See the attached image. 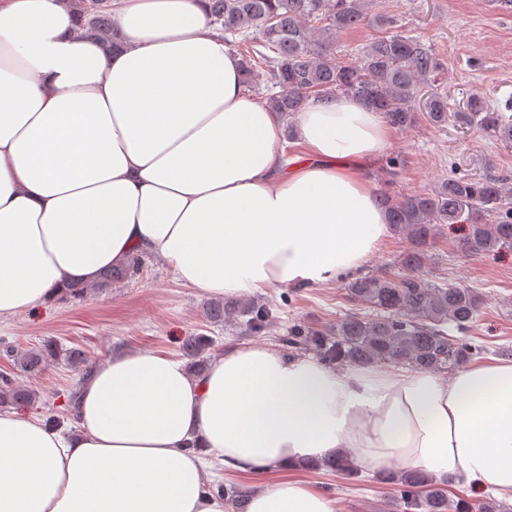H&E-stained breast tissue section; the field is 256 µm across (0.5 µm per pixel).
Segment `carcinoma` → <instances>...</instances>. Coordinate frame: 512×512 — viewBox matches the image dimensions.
Masks as SVG:
<instances>
[{"mask_svg": "<svg viewBox=\"0 0 512 512\" xmlns=\"http://www.w3.org/2000/svg\"><path fill=\"white\" fill-rule=\"evenodd\" d=\"M78 10L79 28L107 36L111 16L103 0H68ZM369 0H210L213 23L224 29L225 43L241 48L243 86L253 89L260 75L278 92L267 104L291 121L311 95L343 94L355 97L380 112L391 127L408 131L415 127L420 93L444 71V63L419 38L403 33L379 37L350 59L336 52V37L370 25L386 24L382 15H370ZM427 120L435 127L452 121L474 128L495 140L512 144V119L491 107L484 96L470 95L467 111L455 112L448 97L433 93L426 100ZM388 224L411 239L399 264L404 274L385 273L356 278L346 287L347 298L373 309L371 314L350 312L336 326L321 331L290 330L288 343L312 347L320 359L337 364H398L446 373L464 365L475 346L462 337L476 322L482 299L465 285L430 284L421 275L427 251L444 224L465 225L457 243L465 257L512 250V186L505 178L480 179L449 175L430 193L376 195ZM143 259L133 256L128 264L106 271L100 283L131 277L141 270ZM250 333L260 332L272 317L265 304L245 303L237 308ZM460 333L455 337L452 332ZM209 339L190 336L182 344L194 365L204 367L202 355ZM60 355L49 343L40 353L30 352L19 361L30 376L42 373ZM36 394L14 379L0 378V404L24 405ZM321 466L347 480L358 478L359 469L343 454L321 459ZM377 482L399 494L401 512H499L494 500L452 503L447 482L421 469H383ZM225 503L246 512L248 492L236 486H217Z\"/></svg>", "mask_w": 512, "mask_h": 512, "instance_id": "obj_1", "label": "carcinoma"}]
</instances>
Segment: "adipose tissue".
Listing matches in <instances>:
<instances>
[{"mask_svg":"<svg viewBox=\"0 0 512 512\" xmlns=\"http://www.w3.org/2000/svg\"><path fill=\"white\" fill-rule=\"evenodd\" d=\"M111 6L109 52L64 0H0V321L137 253L224 297L361 269L390 231L366 176L389 137L380 113L309 97L301 153L281 158L283 121L246 94L208 0ZM69 417L0 409V512H226L205 470L336 453L512 497V359L442 374L241 342L193 374L125 353L81 378ZM249 512L336 507L282 480Z\"/></svg>","mask_w":512,"mask_h":512,"instance_id":"obj_1","label":"adipose tissue"}]
</instances>
